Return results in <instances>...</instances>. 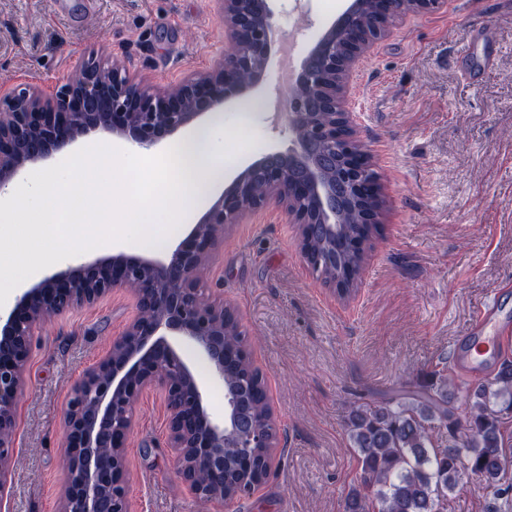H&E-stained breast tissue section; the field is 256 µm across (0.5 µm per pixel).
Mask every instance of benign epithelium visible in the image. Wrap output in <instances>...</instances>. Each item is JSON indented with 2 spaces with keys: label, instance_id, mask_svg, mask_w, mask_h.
<instances>
[{
  "label": "benign epithelium",
  "instance_id": "7a95c632",
  "mask_svg": "<svg viewBox=\"0 0 512 512\" xmlns=\"http://www.w3.org/2000/svg\"><path fill=\"white\" fill-rule=\"evenodd\" d=\"M232 52L207 72L161 90L119 63L104 68L98 55L83 58L74 78L45 95L35 86L0 95V191L32 165L93 134L152 149L207 114L254 90L267 73L276 45L272 0H220ZM376 21L362 26V0H350L309 47L289 78L283 113L294 139L286 152L271 151L243 168L187 235L162 255L115 252L44 276L0 312V505L10 470L16 401L25 381L31 342L50 317L93 305L117 288L133 289L137 315L112 341L109 353L86 373L64 413L67 473L60 512H129L125 448L135 405L146 389L164 394L168 447L177 474L207 503L222 504L224 449L263 448V428L244 418L236 394L225 395L224 416L210 411L207 392L181 342L195 345L213 375L228 367L224 337L240 324L234 307L205 295L202 272L224 231L266 207L281 210L298 227L333 231L345 205L361 224L381 223V188L355 113L345 106L352 67L395 23L432 14L446 0H373ZM340 74L334 81L333 75ZM261 181L266 192L255 193ZM208 483L198 482L199 472Z\"/></svg>",
  "mask_w": 512,
  "mask_h": 512
}]
</instances>
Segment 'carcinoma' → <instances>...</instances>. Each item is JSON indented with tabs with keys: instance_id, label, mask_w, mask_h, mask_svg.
Wrapping results in <instances>:
<instances>
[{
	"instance_id": "obj_1",
	"label": "carcinoma",
	"mask_w": 512,
	"mask_h": 512,
	"mask_svg": "<svg viewBox=\"0 0 512 512\" xmlns=\"http://www.w3.org/2000/svg\"><path fill=\"white\" fill-rule=\"evenodd\" d=\"M348 210L336 225V248L321 237L313 241L314 256L334 258L315 267L319 275L346 278L354 273L347 293L355 291L364 264L366 245L378 232V225L357 223ZM235 364L227 369L228 391H244L247 416L259 421L268 412L265 379L252 367L241 336L225 337ZM448 379L433 377L416 391H407L377 406L357 407L347 420L349 447L358 454L363 483L375 488L373 512H439V498L453 490L467 469L496 487L504 466L502 424L512 414V361H501L494 375L478 382L468 393V411L460 418L448 399ZM445 430L448 446H435L433 432ZM266 448H228L225 456L235 471L225 484L229 497L252 483L254 472L242 458L263 460ZM344 512H366V495L351 488L344 499Z\"/></svg>"
}]
</instances>
